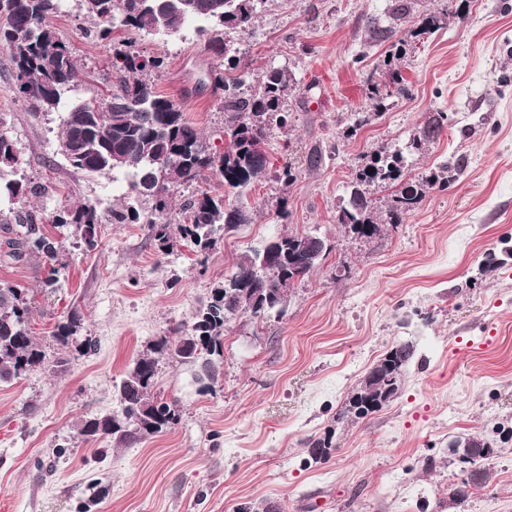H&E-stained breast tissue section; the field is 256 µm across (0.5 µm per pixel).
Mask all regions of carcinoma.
<instances>
[{"instance_id": "obj_1", "label": "carcinoma", "mask_w": 512, "mask_h": 512, "mask_svg": "<svg viewBox=\"0 0 512 512\" xmlns=\"http://www.w3.org/2000/svg\"><path fill=\"white\" fill-rule=\"evenodd\" d=\"M262 0H75L78 14L91 22L86 34L109 39L115 25L134 36L142 32H180L190 21L202 19L216 26L243 33L251 28ZM60 10V0H0V49L8 53L19 97L32 112H56L66 95L78 86L79 66L70 47L60 40L51 24ZM213 50L224 55V66L211 67V78L224 90V111L229 114L224 151L212 149L204 134L189 122L179 107L159 94L148 75L161 68L159 56L118 50L112 59L113 84L108 102L90 100L71 106L58 133L59 144L69 147L76 158L68 160L77 172L94 174L105 170H125L130 176L129 194L108 210L114 224H146L151 235L168 247L171 225L164 221L171 207L170 189L191 186L215 174L233 196L197 193L183 204L186 221L178 232L197 253L207 255L223 230L249 223L247 210L235 203L239 190L267 168L265 139L273 124H288L285 93L290 76L279 68H269L261 76L259 90L247 94L245 67L241 59L213 39ZM404 78L390 69L382 79L371 83L369 100L374 111L383 112L394 98L405 92ZM448 117L438 113L415 136L409 148L417 151L422 142L442 132ZM20 164L15 142L0 132V174ZM405 157L399 150L384 148L371 162L358 170L348 185L336 215L337 223L349 232L372 237L384 224H399L421 197L420 184L403 181ZM380 182L396 185L384 213L374 214L367 186ZM47 192V188L23 179L0 182V195L23 201ZM41 218L32 211L19 224L0 229L7 234V255L19 260L35 254L47 264L58 256V242L44 233ZM50 223L73 226L88 246L95 245V226L101 223L97 205L80 203L53 215ZM299 233H284L266 240L264 245L242 254L235 270L217 286L207 303L194 317L189 332L161 336L129 368L118 388L120 410L106 417L86 420L79 434L87 439L109 436L120 446H131L147 436L166 432L176 424L175 403L151 395L158 363L168 358L181 363L200 364L199 380L210 386L215 380V357L223 356L224 326L242 316L262 321L269 314L285 312V296L278 292L281 271L301 280L317 269L329 253L328 245L308 263L288 251ZM276 253L272 269L261 270L266 252ZM31 307L27 295L18 288L0 286V382L18 379L47 362L46 353L29 333ZM79 316L57 325L52 340L64 353L76 348L88 354L96 344L87 337L79 342L74 335ZM414 356L409 344L389 350L377 363L378 379L363 380L340 417L364 418L380 410L399 391L404 368ZM460 463L475 464L492 454L491 442L472 436ZM474 479L461 480L448 489L449 501L461 507L471 497V488L486 479V472L471 471Z\"/></svg>"}]
</instances>
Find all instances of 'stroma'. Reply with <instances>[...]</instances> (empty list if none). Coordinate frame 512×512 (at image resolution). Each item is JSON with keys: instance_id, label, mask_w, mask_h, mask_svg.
<instances>
[{"instance_id": "stroma-1", "label": "stroma", "mask_w": 512, "mask_h": 512, "mask_svg": "<svg viewBox=\"0 0 512 512\" xmlns=\"http://www.w3.org/2000/svg\"><path fill=\"white\" fill-rule=\"evenodd\" d=\"M446 0H414L391 21V0H263L253 27L224 40L258 90L269 68L290 75L287 126H271L267 173L248 188V224L225 232L207 260L179 236L161 250L144 224L96 227L94 247L48 219L90 202L121 201L127 178L73 172L58 151L59 112H32L18 97L0 51V131L18 148V170L47 186L29 209L59 241L57 281L36 256L0 254V285L23 290L30 334L55 357L56 324L78 313V338L95 352H70L61 370L0 383V496L15 512H235L269 502L278 512H456L449 487L462 478L452 439L480 436L495 452L488 477L465 512H512V0H464L462 17L416 36L423 16ZM73 0L52 23L80 66L75 103L106 98L102 76L125 36L81 33ZM393 26L371 38L368 18ZM210 25L175 36H140L162 57L152 77L216 146L224 144V96L208 73ZM399 69L407 94L361 128L370 76ZM437 139L408 153L404 176L423 181L443 164L460 173L448 189L425 185L418 206L380 234L354 237L336 211L355 170L381 146L402 149L437 113ZM314 147L324 164L308 169ZM295 181L276 180L284 166ZM315 233L326 259L288 290L283 316L242 317L224 330L218 380L203 387L198 368L161 362L153 395L175 402L179 422L129 447L79 436L81 422L117 408L114 386L160 336L191 324L239 256L277 233ZM414 356L397 396L364 418L338 414L367 371L394 346ZM329 439L316 463L308 450Z\"/></svg>"}]
</instances>
